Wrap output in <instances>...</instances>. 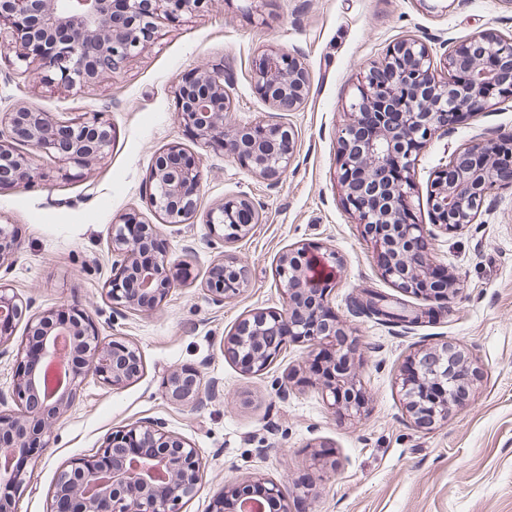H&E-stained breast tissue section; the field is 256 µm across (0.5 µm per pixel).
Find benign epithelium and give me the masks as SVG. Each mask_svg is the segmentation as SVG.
<instances>
[{
    "mask_svg": "<svg viewBox=\"0 0 512 512\" xmlns=\"http://www.w3.org/2000/svg\"><path fill=\"white\" fill-rule=\"evenodd\" d=\"M204 0H0V42L7 39L29 77L45 73L57 89L89 91L121 72L142 55L162 27L182 21ZM480 50L467 70L464 87L435 75L428 47L415 38L396 42L383 61L370 66L349 103L351 118L339 136L337 182L343 203L363 226L365 237L381 258V272L405 295L430 302L411 311L409 319L436 315L453 290L454 280L430 287L434 261L416 244L425 242L421 224L398 214V202L411 185L418 151L439 130L448 108L475 117L499 99H512V40L496 35L474 39ZM257 92L276 110L291 111L309 91L308 76L299 60L284 50L261 55L253 68ZM176 117L185 131L205 149L221 151L262 178L277 182L294 160L295 139L283 125L263 121L224 135V116L232 111L224 66L195 68L176 84ZM112 124L104 112L71 116L44 112L19 102L0 113V190L46 189L56 179L81 174L107 158ZM30 151L16 148L17 142ZM46 163L42 168L36 158ZM203 178L202 156L188 154L179 144L162 150L152 167L150 210L169 224H187L195 216ZM512 181V164L505 166L493 148L475 143L453 151L430 185L433 226L446 232L475 222L484 198L495 187ZM256 213L246 196L228 199L206 213L209 233L224 241L247 236L254 228L242 224L239 213ZM155 225L129 213L110 226L112 279L106 290L112 302L130 312L159 308L173 288L169 261L153 250ZM20 250L13 224H0V260ZM314 263L331 270L342 260L328 247L302 243L279 259L277 275L286 296L280 312L257 311L244 319L224 342L241 372L265 370L288 340L305 342L316 353H335L336 374L318 380L330 405L355 416L361 394L352 375L348 332L336 317L327 296L330 288L320 276H309ZM247 284L243 268L225 259L215 264L207 283L212 301L239 295ZM27 303L0 281V347L6 331L25 318ZM48 310L28 319L29 344L17 354L18 368L11 395L0 394V406L11 398L16 410L0 413V512H18L16 494L26 472L16 459L31 442L46 448L55 420L72 406L77 388L94 376L113 389L138 377L140 350L121 339L99 340L88 314L71 311L56 318ZM66 359L68 387L45 392V366L58 355ZM415 383L401 378L407 411L423 425L445 421L452 409L469 397L470 369L465 353L446 343L419 356ZM165 396L174 403L202 401L199 375L187 368L173 370ZM202 459L197 449L159 423L135 421L112 431L104 445L89 455L72 458L60 471L53 494L54 512H179L199 483ZM248 486L264 490V500L278 512H291L280 486L261 475ZM263 500L244 496L236 485L226 486L214 512H249Z\"/></svg>",
    "mask_w": 512,
    "mask_h": 512,
    "instance_id": "benign-epithelium-1",
    "label": "benign epithelium"
}]
</instances>
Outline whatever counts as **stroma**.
Wrapping results in <instances>:
<instances>
[{"mask_svg": "<svg viewBox=\"0 0 512 512\" xmlns=\"http://www.w3.org/2000/svg\"><path fill=\"white\" fill-rule=\"evenodd\" d=\"M491 33L512 38L503 0H213L165 28L157 42L96 91H58L19 78L14 52L0 54V113L27 101L48 112L107 113V158L50 189L0 192V218L15 224L20 251L0 268L30 314L88 312L103 340L122 336L142 354L140 375L118 390L87 377L50 446L27 465L20 512H52L59 471L95 452L112 430L139 419L163 423L202 458L195 495L181 512H211L225 485L259 472L279 484L292 512H512V185L496 187L475 223L446 234L433 227L429 186L448 151L478 138L512 139V100L464 118L453 135L434 137L417 158L410 205L429 227L432 255L455 290L432 322L378 320L358 301L372 291L405 299L383 278L378 256L341 205L335 178L338 133L370 62L396 41H425L435 63L456 43ZM293 54L310 93L292 111L273 110L251 79L257 56ZM224 64L233 110L225 132L265 120L292 127L297 158L270 183L224 153L202 151L176 119L174 88L190 69ZM179 143L201 153L204 181L192 223L156 221L146 187L155 156ZM247 196L259 212L252 234L233 243L212 236L206 213ZM155 222L175 274L164 304L146 315L120 311L106 293L112 274L108 228L129 212ZM297 243H321L343 259L331 283L337 318L355 339L353 371L365 394L360 415L332 410L312 383L310 349L291 342L266 370L242 373L224 339L260 309L279 311L275 268ZM235 257L248 285L218 305L206 292L214 264ZM448 341L478 370L470 398L429 427L408 416L400 375L421 348ZM193 367L219 391L197 405L164 395L170 372ZM287 396H280L279 386Z\"/></svg>", "mask_w": 512, "mask_h": 512, "instance_id": "obj_1", "label": "stroma"}]
</instances>
